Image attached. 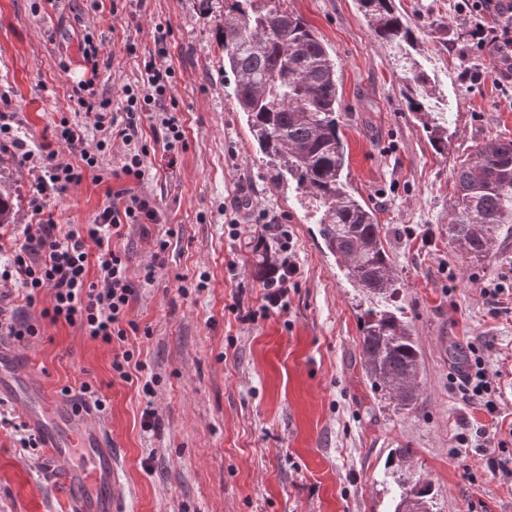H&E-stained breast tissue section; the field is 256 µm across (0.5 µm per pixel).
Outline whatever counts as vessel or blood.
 Returning <instances> with one entry per match:
<instances>
[{"label":"vessel or blood","mask_w":512,"mask_h":512,"mask_svg":"<svg viewBox=\"0 0 512 512\" xmlns=\"http://www.w3.org/2000/svg\"><path fill=\"white\" fill-rule=\"evenodd\" d=\"M9 383L10 398L36 435L53 477L71 486L69 512H125L111 432L91 405H66L53 399L36 373L0 347V384Z\"/></svg>","instance_id":"vessel-or-blood-1"}]
</instances>
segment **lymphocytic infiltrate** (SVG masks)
Masks as SVG:
<instances>
[{
  "label": "lymphocytic infiltrate",
  "instance_id": "f902f5d3",
  "mask_svg": "<svg viewBox=\"0 0 512 512\" xmlns=\"http://www.w3.org/2000/svg\"><path fill=\"white\" fill-rule=\"evenodd\" d=\"M493 10L501 15L502 26L487 25L486 15ZM456 12L470 28L473 49L494 54L498 63L512 72V0H457ZM144 74L141 91L128 93L126 112L119 120L101 112L99 102L90 94L91 82L78 83V102L87 115L93 116L96 130L116 128L128 143L137 138L144 112L163 100L171 77L170 71L160 70L150 61L144 64ZM59 139L67 148L79 150L83 165L63 166L57 164L55 152L43 154L47 177L41 189L45 192L64 190L67 184L81 179L83 167L92 168L97 163L96 157L82 148L81 128L63 126ZM154 217L148 202L134 196L124 207L104 208L91 224H72L65 230L53 223L26 225L24 241L14 248L7 268L0 270V277L15 281L22 290L20 298L30 307L37 304L42 291L50 292L52 302L42 310V320L53 325L79 326L89 338L107 344L115 339L125 340L123 322L133 288L125 257L113 250L112 239L120 235L124 226ZM265 229L284 255L263 284L262 309L267 312L281 306L288 283L298 274L299 266L290 257L293 237L286 225L272 218ZM93 249L98 250L99 256L97 268L92 271L88 265ZM16 298L13 293L0 292V337L22 345L38 336L41 326L19 314ZM456 390L464 401L481 406L488 414H496L498 386L482 346L470 345L467 368Z\"/></svg>",
  "mask_w": 512,
  "mask_h": 512
}]
</instances>
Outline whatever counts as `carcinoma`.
<instances>
[{
    "mask_svg": "<svg viewBox=\"0 0 512 512\" xmlns=\"http://www.w3.org/2000/svg\"><path fill=\"white\" fill-rule=\"evenodd\" d=\"M376 39L414 45L416 31L395 0H360ZM224 70L233 77L237 111L264 155L270 181L284 179L312 203L313 223L327 249L341 260L361 291L385 295L394 286V266L384 245L383 225L373 208L352 188L345 173L347 149L339 130L338 62L303 17L280 0H232L221 25ZM410 95L409 111L420 121L429 143L448 153V125L428 119L412 95L428 84L420 69L401 77ZM454 200L448 220L451 243L479 263L495 251L501 235L512 231V139L476 147L453 169ZM15 197L0 190V224L13 223ZM360 360L371 384L389 398L409 381L412 394L398 399L406 407L422 384L424 358L403 310L365 312ZM398 468L387 473L393 486V512H440L431 482L401 470L408 450L394 449Z\"/></svg>",
    "mask_w": 512,
    "mask_h": 512,
    "instance_id": "cac0c4a2",
    "label": "carcinoma"
}]
</instances>
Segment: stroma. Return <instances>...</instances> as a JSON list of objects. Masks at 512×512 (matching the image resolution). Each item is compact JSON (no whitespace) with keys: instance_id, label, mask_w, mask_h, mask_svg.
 Returning a JSON list of instances; mask_svg holds the SVG:
<instances>
[{"instance_id":"35a3bbf8","label":"stroma","mask_w":512,"mask_h":512,"mask_svg":"<svg viewBox=\"0 0 512 512\" xmlns=\"http://www.w3.org/2000/svg\"><path fill=\"white\" fill-rule=\"evenodd\" d=\"M226 4L0 0V113L11 115L27 149L78 164L56 140L61 119L89 122L78 82L92 80L97 100L120 117L126 88L141 85L150 59L172 72L160 109L179 119L185 142L165 151L159 115L143 118L138 142L147 154L136 179L121 172L129 146L117 138L96 150L103 134L90 129L84 146L95 150L96 167L47 196L38 192L43 167L0 147V176L19 197L0 250L23 242L25 225L44 214L90 224L133 195L156 211L155 221L112 241L127 260L134 293L126 318L136 331L105 344L79 326L47 324L19 354L52 396L82 397L86 382L106 399L101 416L128 512H390L384 479L394 448L410 450L442 512H512V475L480 471L479 449L456 447L457 435L483 424L512 435V298L497 308L481 293L512 267V236L479 264L448 239L454 165L490 139H512V97L499 86L496 59H462L469 35L452 0H397L421 29L407 58L375 39L358 0H282L339 63L349 180L386 228L399 285L394 297H369L327 250L294 188L268 181L224 77ZM160 27L168 31L161 45ZM411 58L432 78L428 111L449 121L447 154L434 152L407 108L400 77ZM468 68L478 79H464ZM228 210L239 237L228 234ZM262 210L287 224L300 270L282 308L244 322L241 314L261 304L262 267L280 259L277 245L261 241ZM388 304L404 308L424 354L421 394L407 412L381 399L360 366L362 316ZM472 343L486 348L498 383L493 417L453 389ZM125 350L145 365L132 384L112 374ZM148 410L157 419L151 430ZM23 434L17 412L0 417V512H67L42 449L22 448Z\"/></svg>"}]
</instances>
